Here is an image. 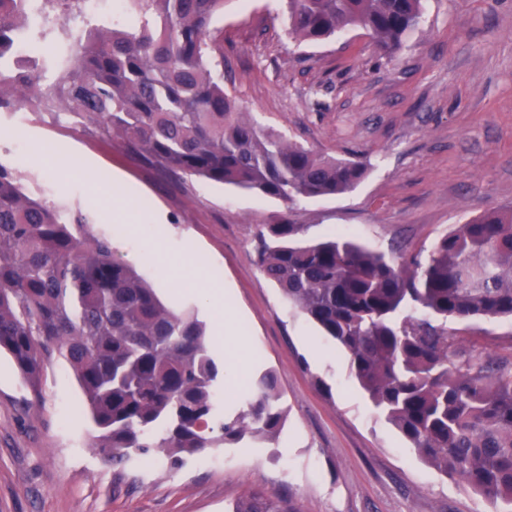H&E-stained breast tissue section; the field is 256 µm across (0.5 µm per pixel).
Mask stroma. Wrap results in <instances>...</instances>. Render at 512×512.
Masks as SVG:
<instances>
[{"label": "stroma", "mask_w": 512, "mask_h": 512, "mask_svg": "<svg viewBox=\"0 0 512 512\" xmlns=\"http://www.w3.org/2000/svg\"><path fill=\"white\" fill-rule=\"evenodd\" d=\"M224 89L247 120L290 142L368 165L351 193L283 202L198 176L165 175L117 139L63 112L27 111L16 146L0 112V164L22 188L81 217L111 240L170 310L206 326L218 367L215 399L234 413L271 373L285 425L247 448H209L172 465L161 451L105 462L97 430L65 360L47 369L34 402L12 357L0 353V512H227L245 497L280 512H497L470 486L423 462L354 384L346 355L259 271L258 225L289 218L311 235L337 233L381 251L424 253L454 225L512 206V0H422L418 28L394 54L350 28L318 42L287 34L284 0H224ZM54 167H47L46 159ZM125 198L137 239L98 202ZM195 256L230 288L218 326L201 293L161 285L155 253ZM460 346L512 357V320L451 321ZM231 334L248 349L240 381Z\"/></svg>", "instance_id": "1"}]
</instances>
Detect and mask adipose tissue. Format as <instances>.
Returning <instances> with one entry per match:
<instances>
[{
	"label": "adipose tissue",
	"mask_w": 512,
	"mask_h": 512,
	"mask_svg": "<svg viewBox=\"0 0 512 512\" xmlns=\"http://www.w3.org/2000/svg\"><path fill=\"white\" fill-rule=\"evenodd\" d=\"M156 266L165 281L203 291L208 297L209 307L216 321H223L224 311L231 306L234 297L224 291L218 278L209 273L202 259L188 257L174 263L160 255L156 258Z\"/></svg>",
	"instance_id": "1"
}]
</instances>
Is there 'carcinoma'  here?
Instances as JSON below:
<instances>
[{"instance_id":"cac0c4a2","label":"carcinoma","mask_w":512,"mask_h":512,"mask_svg":"<svg viewBox=\"0 0 512 512\" xmlns=\"http://www.w3.org/2000/svg\"><path fill=\"white\" fill-rule=\"evenodd\" d=\"M288 35L319 41L367 30L392 54L419 25L421 0H286ZM138 23L95 26L14 68L24 0H0V109L31 94L155 166L293 202L354 191L360 162L336 160L244 119L224 91V54L210 31L224 0H128ZM310 225L264 224L263 275L348 355L375 409L429 465L512 512V361L465 372L448 366V319L512 318V209H492L399 262L344 236L308 238ZM33 395L63 357L101 431L93 447L121 465L162 448L178 460L283 425L276 380L265 374L247 408L219 413V375L204 324L174 312L112 243L50 202L26 194L0 165V352ZM232 512H279L246 498Z\"/></svg>"}]
</instances>
